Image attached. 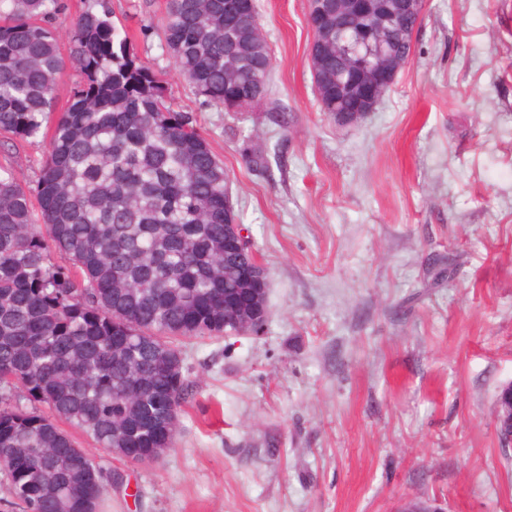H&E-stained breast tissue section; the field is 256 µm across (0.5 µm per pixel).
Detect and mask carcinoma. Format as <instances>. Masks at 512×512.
<instances>
[{
	"instance_id": "1",
	"label": "carcinoma",
	"mask_w": 512,
	"mask_h": 512,
	"mask_svg": "<svg viewBox=\"0 0 512 512\" xmlns=\"http://www.w3.org/2000/svg\"><path fill=\"white\" fill-rule=\"evenodd\" d=\"M0 0V135L48 143L36 185L0 165V480L20 512H99L112 481L65 423L132 461L172 449L192 393L176 342L257 325L224 256V164L112 20L111 0ZM237 0H167L164 48L209 104L252 107L269 52ZM67 22L70 55L57 22ZM330 28L357 19L330 7ZM415 20L377 32L411 54ZM79 81L56 111L68 65ZM321 110L355 101L322 91Z\"/></svg>"
}]
</instances>
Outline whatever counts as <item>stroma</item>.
I'll list each match as a JSON object with an SVG mask.
<instances>
[{
    "label": "stroma",
    "instance_id": "obj_1",
    "mask_svg": "<svg viewBox=\"0 0 512 512\" xmlns=\"http://www.w3.org/2000/svg\"><path fill=\"white\" fill-rule=\"evenodd\" d=\"M165 6L112 0L224 164L269 318L181 343L174 449L145 465L89 445L112 477L101 512H512L494 412L512 381V0H426L409 64L352 128L320 108L307 0H257L270 90L244 112L177 72ZM45 151L0 137L30 184Z\"/></svg>",
    "mask_w": 512,
    "mask_h": 512
}]
</instances>
